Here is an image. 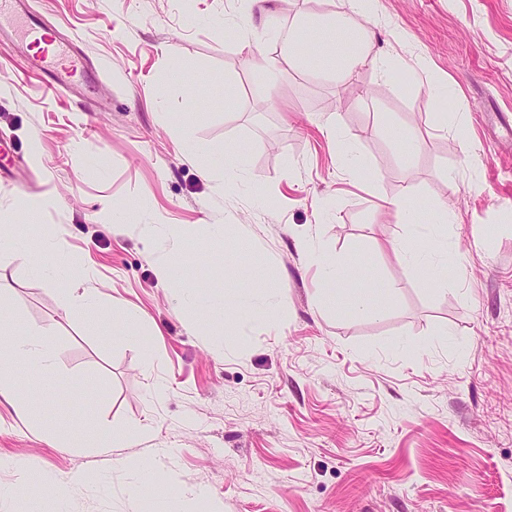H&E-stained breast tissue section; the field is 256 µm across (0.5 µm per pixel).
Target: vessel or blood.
Here are the masks:
<instances>
[{
    "instance_id": "obj_1",
    "label": "vessel or blood",
    "mask_w": 512,
    "mask_h": 512,
    "mask_svg": "<svg viewBox=\"0 0 512 512\" xmlns=\"http://www.w3.org/2000/svg\"><path fill=\"white\" fill-rule=\"evenodd\" d=\"M9 12L22 16L32 43L23 58L26 71L42 78L52 89L63 92L74 87L84 72L82 54L77 47L61 41L56 29L39 22L26 0H0V18Z\"/></svg>"
}]
</instances>
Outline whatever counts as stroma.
<instances>
[{
    "label": "stroma",
    "mask_w": 512,
    "mask_h": 512,
    "mask_svg": "<svg viewBox=\"0 0 512 512\" xmlns=\"http://www.w3.org/2000/svg\"><path fill=\"white\" fill-rule=\"evenodd\" d=\"M31 7L91 73L59 93L4 32L0 211L54 204L0 245V294L6 319L55 336L57 372L20 369L24 413L0 402V512H170L193 488L205 495L187 512H512V0H377L368 51L391 72L364 67L342 92L282 60L247 0ZM245 37L275 76L253 69ZM384 124L417 137L412 164L373 134ZM406 186L416 224L388 206ZM439 203L454 223L437 224ZM35 225L137 320L74 316L68 282L30 272ZM431 229L448 246L435 285L394 251ZM311 246L357 265L346 289L373 313L330 292ZM174 256L170 282L159 267ZM258 285L277 294L273 316L207 324L186 301ZM60 421L117 441L77 453L50 437ZM145 467L164 490L136 501Z\"/></svg>",
    "instance_id": "35a3bbf8"
}]
</instances>
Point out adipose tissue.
<instances>
[{
  "label": "adipose tissue",
  "mask_w": 512,
  "mask_h": 512,
  "mask_svg": "<svg viewBox=\"0 0 512 512\" xmlns=\"http://www.w3.org/2000/svg\"><path fill=\"white\" fill-rule=\"evenodd\" d=\"M345 12H306L294 18L288 29H277L283 56L297 69L307 71L320 67L323 75L337 86H345L347 79L359 68L373 63L382 73L390 68L384 58L370 59L367 44L369 31L353 26L350 17H371L376 0H348ZM313 37L316 46L306 49V37ZM54 336L30 325L0 324V399L15 408L23 402L16 388V373L21 366H35L51 374L56 370Z\"/></svg>",
  "instance_id": "1"
}]
</instances>
